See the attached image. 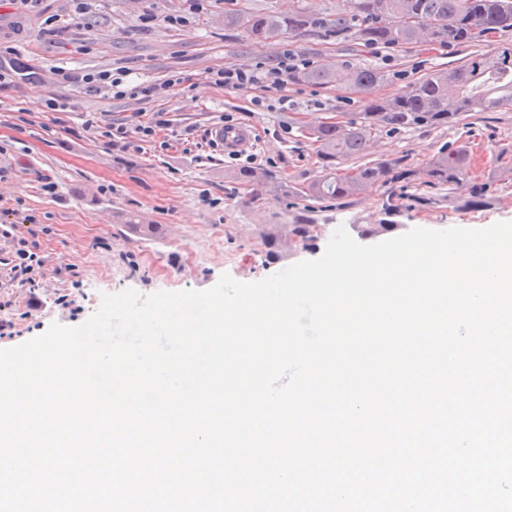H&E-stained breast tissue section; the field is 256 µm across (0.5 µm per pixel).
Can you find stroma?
Segmentation results:
<instances>
[{
	"label": "stroma",
	"instance_id": "35a3bbf8",
	"mask_svg": "<svg viewBox=\"0 0 512 512\" xmlns=\"http://www.w3.org/2000/svg\"><path fill=\"white\" fill-rule=\"evenodd\" d=\"M225 6V0H93L79 16L72 0H0V47L14 48L17 61L38 74L32 81L17 75L0 86V203L51 228L38 237L47 258L41 316L23 318L21 291L14 306L0 312L14 320L22 341L55 322L82 324L105 293L206 290L225 273L240 282L261 280L321 257L340 225L358 243L372 245L386 235L367 229L383 219L402 234L512 222V103L462 113L450 126L387 132L371 141L367 160L387 159L419 173L441 148L467 145L475 162L459 190L393 181L340 200L315 201L303 193L323 173L318 149L306 137L309 127L354 117L365 103L462 65L491 46H512V31L490 43L448 47L425 41L409 50L365 47L321 33L268 42L225 29ZM285 48L315 66L333 68L354 59L380 68L387 79L356 93L294 80L281 89H234L207 79L208 70L264 62ZM107 69L128 71L137 83L172 79L176 85L148 99H129L83 83L84 74ZM51 97L67 102L68 109L47 131L45 102ZM159 115L167 127L138 151L106 146L103 137L83 129L89 119L103 127H131ZM226 117L255 133L254 170L288 183L291 194L257 197L250 186L229 179L235 166L209 136ZM45 177L55 183V194L42 191ZM473 186L482 188L484 205H468ZM399 193L405 196L402 208L385 213L388 197ZM131 214L162 225L160 237L133 231L127 224ZM269 224L312 225L315 245L268 261L261 234ZM64 266L73 276L56 275ZM60 296L69 309L56 306Z\"/></svg>",
	"mask_w": 512,
	"mask_h": 512
}]
</instances>
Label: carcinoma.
Listing matches in <instances>:
<instances>
[{
    "label": "carcinoma",
    "mask_w": 512,
    "mask_h": 512,
    "mask_svg": "<svg viewBox=\"0 0 512 512\" xmlns=\"http://www.w3.org/2000/svg\"><path fill=\"white\" fill-rule=\"evenodd\" d=\"M224 26L241 29L259 41L296 39L311 31L352 37L365 46L408 47L423 37L433 43L464 46L512 30V0H351L334 13L304 9L288 13L253 11L242 5L224 10ZM292 78L320 88L357 92L386 80L383 71L352 61L334 69L308 66ZM512 102V49L477 55L464 64L436 71L386 99L368 103L346 122L311 127L306 138L318 145L327 173L311 181L305 194L316 200L359 196L392 179L415 180L412 170H397L385 159L369 161L344 174L335 164L365 155L370 141L383 131L455 123L463 112H484ZM474 159L467 146L444 148L432 159L426 183L453 191L469 177ZM228 177L267 186L256 171L240 169ZM309 224H270L263 230L266 257L279 260L296 242L313 239Z\"/></svg>",
    "instance_id": "1"
}]
</instances>
